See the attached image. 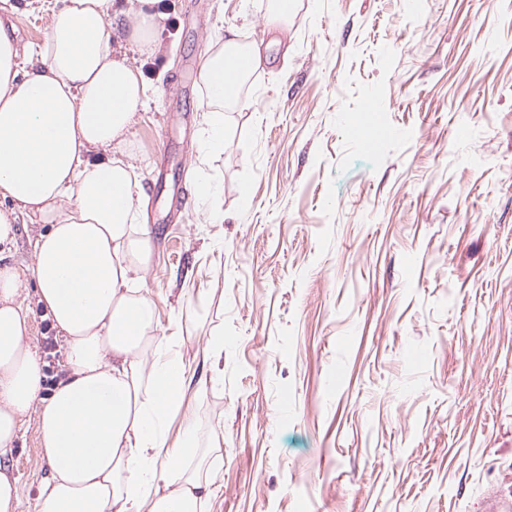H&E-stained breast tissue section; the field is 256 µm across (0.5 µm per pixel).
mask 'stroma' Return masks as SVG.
<instances>
[{"mask_svg": "<svg viewBox=\"0 0 512 512\" xmlns=\"http://www.w3.org/2000/svg\"><path fill=\"white\" fill-rule=\"evenodd\" d=\"M163 0L128 149L207 512H480L512 489V0ZM260 66L194 196L201 62ZM376 111H368V104ZM401 130L372 142V131ZM224 339L210 352L206 340ZM17 512L50 471L26 422Z\"/></svg>", "mask_w": 512, "mask_h": 512, "instance_id": "obj_1", "label": "stroma"}]
</instances>
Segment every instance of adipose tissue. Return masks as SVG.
<instances>
[{
    "label": "adipose tissue",
    "mask_w": 512,
    "mask_h": 512,
    "mask_svg": "<svg viewBox=\"0 0 512 512\" xmlns=\"http://www.w3.org/2000/svg\"><path fill=\"white\" fill-rule=\"evenodd\" d=\"M157 0H46L47 35L20 47L0 21V244L19 215H39L25 272L0 269V512H16L10 460L25 421L36 420L50 476L36 512H203L211 479L195 465L196 417L177 437L166 421L182 410L185 365L176 336L157 333L156 305L140 283L153 261L140 222L136 167L126 152L148 88L125 46L159 50ZM256 50L227 38L201 64L205 89L197 145V199L224 221L220 188L205 169L224 152L227 81ZM37 301L65 343L63 373L44 389L32 347Z\"/></svg>",
    "instance_id": "adipose-tissue-1"
}]
</instances>
